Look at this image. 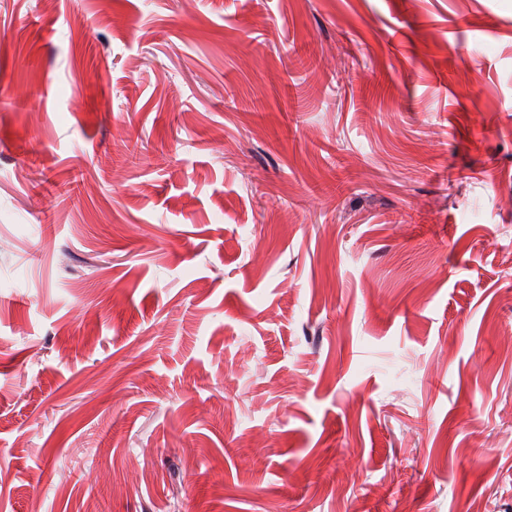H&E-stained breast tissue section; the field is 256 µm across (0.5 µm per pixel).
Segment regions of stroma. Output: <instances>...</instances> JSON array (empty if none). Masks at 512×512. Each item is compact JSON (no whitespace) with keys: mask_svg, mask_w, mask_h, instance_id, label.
Segmentation results:
<instances>
[{"mask_svg":"<svg viewBox=\"0 0 512 512\" xmlns=\"http://www.w3.org/2000/svg\"><path fill=\"white\" fill-rule=\"evenodd\" d=\"M0 512H512V0H0Z\"/></svg>","mask_w":512,"mask_h":512,"instance_id":"35a3bbf8","label":"stroma"}]
</instances>
